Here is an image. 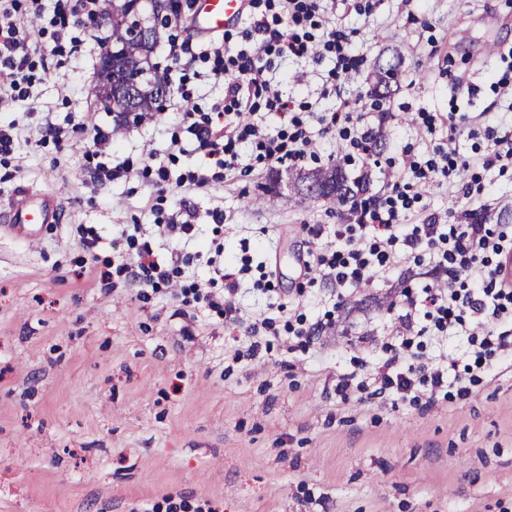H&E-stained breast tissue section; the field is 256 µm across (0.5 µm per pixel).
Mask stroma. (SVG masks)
<instances>
[{
	"mask_svg": "<svg viewBox=\"0 0 512 512\" xmlns=\"http://www.w3.org/2000/svg\"><path fill=\"white\" fill-rule=\"evenodd\" d=\"M19 3L37 51L31 98L0 109V123L15 124L19 140L12 153H0V512H166L183 502L218 512H512V367L468 399L430 410L336 397V376L350 371L352 356L377 358L358 336L380 342L391 334L389 290L427 282L425 268L404 266L363 288L309 351L287 352L282 335L247 367L228 354L234 331L223 315L205 307L182 314L174 288L100 280L103 265L132 251L124 225L154 223L186 204L193 239L149 236L156 253L182 256L223 235L227 262L246 251L254 264L276 269L270 291L241 280L237 307L256 318L273 305L298 304L314 322L333 308L336 285L317 281L310 302L300 303L296 259L309 247L312 225L344 224L349 213L302 199L295 169L218 177L179 117L189 105L208 112L223 103V83L190 80L191 102L172 94L164 118L113 134L116 113L88 94L103 53L96 39L109 28L88 21L80 0H67L71 32L83 45L61 58L52 9ZM327 7L330 18L357 29L362 72L336 97L323 93L330 61L278 57L274 72L286 96L328 112L337 97L370 91L375 63L398 61L383 112L370 119L381 133L375 162L346 169L352 178L368 173L371 192L383 185L396 141L426 152L410 123L414 113L456 106L512 122V105L490 88L500 59L487 52L494 42L512 46V0H423L413 23L399 0H384L370 17L351 0ZM455 74L470 95L457 97ZM89 122L112 133L102 149ZM50 123L70 129L66 145L44 136ZM175 136L185 150L172 157ZM148 150L168 169L164 186L144 169ZM126 159L133 163L127 177L89 183L98 161ZM200 173L211 182L185 188ZM272 184L281 197L267 206L257 194ZM25 193L36 203L55 196L57 221L33 234L7 228L4 214ZM465 207L512 225V171L490 174L473 200L427 186L406 221L433 213L444 222ZM216 209L223 223H214ZM91 237L90 250L84 241Z\"/></svg>",
	"mask_w": 512,
	"mask_h": 512,
	"instance_id": "obj_1",
	"label": "stroma"
}]
</instances>
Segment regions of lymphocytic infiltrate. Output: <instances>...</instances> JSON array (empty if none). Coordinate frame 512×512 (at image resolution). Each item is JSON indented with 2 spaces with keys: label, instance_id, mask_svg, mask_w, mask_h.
I'll list each match as a JSON object with an SVG mask.
<instances>
[{
  "label": "lymphocytic infiltrate",
  "instance_id": "obj_1",
  "mask_svg": "<svg viewBox=\"0 0 512 512\" xmlns=\"http://www.w3.org/2000/svg\"><path fill=\"white\" fill-rule=\"evenodd\" d=\"M322 4L323 0H249L248 25L238 44L184 41L171 45L173 63H180L185 55L202 60L208 65L204 79L227 83L223 104L210 112L192 109L183 114L187 132L199 148L216 157L219 169L246 176L257 163L286 169L304 166L317 159L310 149L317 129L347 142L344 159L348 164L370 160L374 133L361 99L343 100L334 111L313 114L305 104L293 108L272 84L276 56L332 57L334 66L325 80L330 92L361 72L365 58L355 50L353 31L340 23L324 25ZM18 10L17 0H0V68L7 72L6 82L0 84V108L16 106L31 96V53L36 46L18 19ZM262 110L279 114L284 127L239 123L240 114ZM485 133L489 150L470 157L460 150L459 124L449 121L447 146L433 147L428 156L404 147L398 173L389 175L380 195L358 201L350 223L332 229L321 224L311 227L315 251L310 269L335 282L337 309H344L358 288L385 277L410 258L433 265L441 275L436 283L405 291L398 304V324L382 343L373 368L356 358L352 371L337 375L336 393L341 401L354 398L369 403L385 398L430 409L441 401L469 396L481 379L512 362V281L499 275L502 259L512 254V225L474 220L469 209L454 214L446 224L405 221L422 199L421 185L466 171L470 180L463 193L470 197L483 191L480 172L512 170V129L489 126ZM242 143L252 144L254 164H242L237 150ZM198 257L212 275L206 283H190L194 299L212 305L223 302L225 324H240L243 317L232 296L240 277L251 270L250 256H241L237 268L225 270L224 242L215 238ZM177 262V257L162 260L144 248L100 277L105 280L116 274L128 283L168 287ZM327 328L320 320L306 325L262 316L234 347L232 359L237 363L254 360L265 334L285 331L292 341L306 345L320 339ZM424 336L443 346L456 340L466 342L469 363L458 366L444 350L434 357L421 356L417 340ZM365 368L370 371L366 381L358 377Z\"/></svg>",
  "mask_w": 512,
  "mask_h": 512
}]
</instances>
